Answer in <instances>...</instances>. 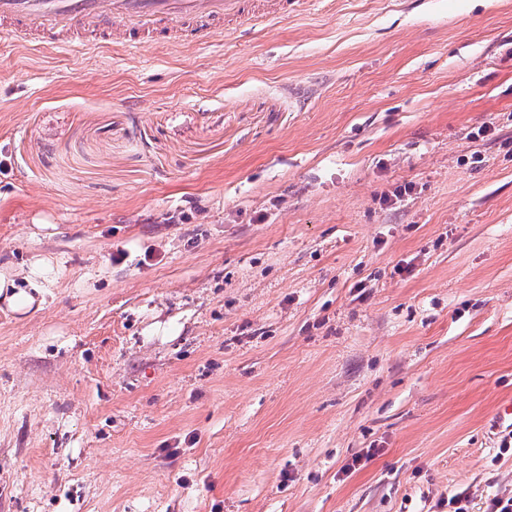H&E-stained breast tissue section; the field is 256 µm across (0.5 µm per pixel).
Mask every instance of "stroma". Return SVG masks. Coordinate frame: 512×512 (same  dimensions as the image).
Returning <instances> with one entry per match:
<instances>
[{"instance_id": "1", "label": "stroma", "mask_w": 512, "mask_h": 512, "mask_svg": "<svg viewBox=\"0 0 512 512\" xmlns=\"http://www.w3.org/2000/svg\"><path fill=\"white\" fill-rule=\"evenodd\" d=\"M0 512L512 494V0L0 43ZM54 260L37 257L28 265L23 275L24 285L16 283L12 275L0 273V303L12 312L24 314L34 306L38 309L44 302L46 286L53 273Z\"/></svg>"}]
</instances>
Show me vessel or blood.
Wrapping results in <instances>:
<instances>
[{
	"instance_id": "vessel-or-blood-1",
	"label": "vessel or blood",
	"mask_w": 512,
	"mask_h": 512,
	"mask_svg": "<svg viewBox=\"0 0 512 512\" xmlns=\"http://www.w3.org/2000/svg\"><path fill=\"white\" fill-rule=\"evenodd\" d=\"M298 0H0V39L59 49L149 41L185 45L247 22H274Z\"/></svg>"
}]
</instances>
